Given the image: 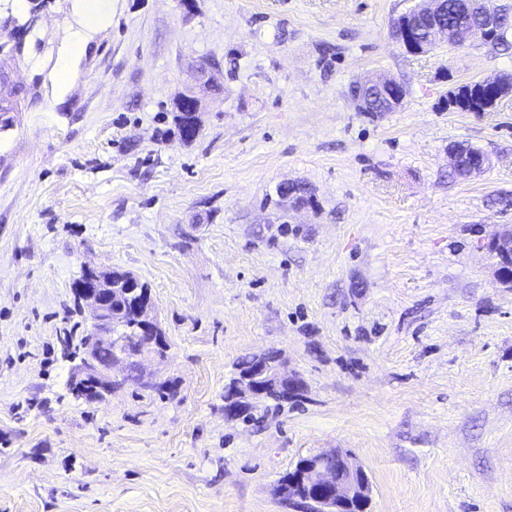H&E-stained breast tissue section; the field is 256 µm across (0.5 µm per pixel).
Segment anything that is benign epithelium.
Returning <instances> with one entry per match:
<instances>
[{"mask_svg":"<svg viewBox=\"0 0 512 512\" xmlns=\"http://www.w3.org/2000/svg\"><path fill=\"white\" fill-rule=\"evenodd\" d=\"M443 0H427L426 5L409 11L413 19H404L394 27L396 40L408 52L425 54L436 45H454L457 34L442 23L435 22L421 31L415 25L418 18L437 14ZM475 9L477 19L467 28L465 40L481 38L490 41L499 31L503 18L501 12L484 6V0H469ZM9 46L0 48V104L18 111L16 92L10 87ZM512 92L497 78L483 80L468 85L465 89L466 110L484 112L492 108L505 95ZM361 112H391L403 101V87L392 79H363L352 93ZM73 291L79 301L93 311V323L87 338L79 344V362L74 366L70 377V390L79 400L97 402L112 394L122 384L116 371L130 363L124 355H113L107 362L99 358L101 349L118 345V337L112 334V301L116 289L112 288V270L86 267L77 280ZM153 308L151 297L143 299L137 308L138 329L151 337L152 349L165 350L166 342L157 319L150 316ZM258 374L271 376L269 387L281 392L291 387V379L282 373L279 363L268 357L254 358ZM238 398L245 393L263 395L266 387L255 383L250 377H238L234 383ZM370 484L364 470L357 465L350 454L342 451L320 453L300 459L296 475L290 479L288 501L300 506L305 512H366L369 505Z\"/></svg>","mask_w":512,"mask_h":512,"instance_id":"7a95c632","label":"benign epithelium"}]
</instances>
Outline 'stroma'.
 Segmentation results:
<instances>
[{
  "label": "stroma",
  "instance_id": "1",
  "mask_svg": "<svg viewBox=\"0 0 512 512\" xmlns=\"http://www.w3.org/2000/svg\"><path fill=\"white\" fill-rule=\"evenodd\" d=\"M417 2L40 11L0 132V512H297L283 477L335 449L368 475V512H512V285L486 247L512 226V95L448 105L512 75V48L407 52L394 23ZM203 72L187 142L176 99ZM377 76L402 105L357 111L350 85ZM459 142L483 172L451 177ZM87 266L150 289L167 348L138 368L164 393L73 398ZM269 353L297 392L226 419L237 362ZM467 86L465 94L468 101H465L464 106H466V111L471 112H485L492 108L499 100L510 95L512 91V84L511 87H508L498 78L483 80ZM487 87H490V91H492V93L490 92L489 102L483 99V89Z\"/></svg>",
  "mask_w": 512,
  "mask_h": 512
}]
</instances>
